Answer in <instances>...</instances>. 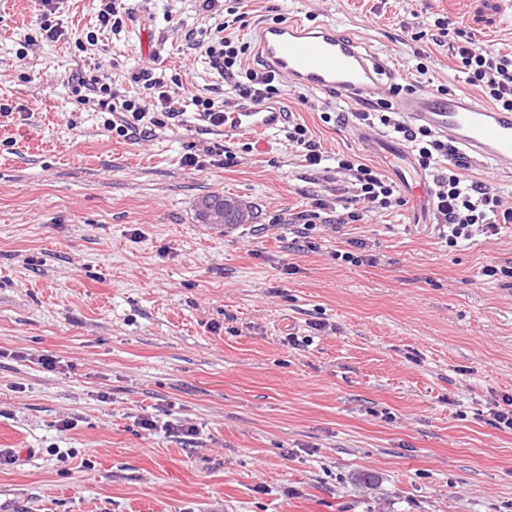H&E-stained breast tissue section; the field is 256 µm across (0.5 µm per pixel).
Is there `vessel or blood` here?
Wrapping results in <instances>:
<instances>
[{
    "mask_svg": "<svg viewBox=\"0 0 512 512\" xmlns=\"http://www.w3.org/2000/svg\"><path fill=\"white\" fill-rule=\"evenodd\" d=\"M257 39L265 64L291 87L330 92L357 104L374 101L384 88L383 63L330 25L307 28L297 22L265 23ZM396 109L410 122L448 135L496 169L512 170V110L429 91L399 100ZM283 119L282 110L268 104L225 113L224 124L259 141ZM354 132L362 146L383 159L410 191L415 215L426 214L429 183L409 151L372 128L358 126Z\"/></svg>",
    "mask_w": 512,
    "mask_h": 512,
    "instance_id": "vessel-or-blood-1",
    "label": "vessel or blood"
}]
</instances>
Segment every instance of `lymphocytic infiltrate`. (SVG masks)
<instances>
[{"mask_svg": "<svg viewBox=\"0 0 512 512\" xmlns=\"http://www.w3.org/2000/svg\"><path fill=\"white\" fill-rule=\"evenodd\" d=\"M201 7L213 21V35L198 41L197 46L223 78L227 94L257 104L282 96L284 84L279 73L271 69L256 70L246 64L251 45L241 35L247 25L245 13L225 10L222 0H201ZM450 50L466 85L479 91L492 106L512 109V51L476 46L470 34L461 29L456 30ZM136 80L144 89L152 91L151 105H142L138 92L118 93L111 75L101 73L77 80L80 87L97 95L99 107L108 112V130L124 138L150 137L156 129L165 127L167 120L179 115L174 103L184 88L181 78H169L145 68ZM412 90V85L397 84L390 87L389 93L393 98ZM390 100L381 101V113L359 112L355 118L366 126L378 123L389 128L409 144L423 169L437 170L433 216L436 223L447 227L449 247L478 236L492 238L499 234L501 225L511 224L512 205L485 184L466 176L468 164L455 141L437 138L429 127L411 126L397 119L391 113ZM336 169L354 179L357 209L349 213V220L358 221L364 215L399 204L395 183L358 156L338 157Z\"/></svg>", "mask_w": 512, "mask_h": 512, "instance_id": "obj_1", "label": "lymphocytic infiltrate"}]
</instances>
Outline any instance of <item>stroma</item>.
<instances>
[{
	"label": "stroma",
	"instance_id": "1",
	"mask_svg": "<svg viewBox=\"0 0 512 512\" xmlns=\"http://www.w3.org/2000/svg\"><path fill=\"white\" fill-rule=\"evenodd\" d=\"M124 4V32L83 52L96 0H64L53 41L40 0H0V448L20 452L0 467V512H512V430L488 422L512 397V279L480 274L512 265V224L452 248L405 204L301 235L314 200L355 209L336 155L381 164L343 119L352 104L320 91L278 104L323 167L283 128L260 150L191 111L144 140L109 132L76 76L127 90L152 57L187 94L224 96L185 40L208 25L194 0ZM225 5L251 42L263 21L335 25L419 90L474 93L448 46L412 40V17L512 48V0ZM208 148L236 164L185 166ZM212 194L252 221L199 223ZM172 419L194 440L166 433ZM288 142L296 148H300L305 161L309 166H319L322 161H326L320 145L313 139L310 129L302 123L288 124L287 131Z\"/></svg>",
	"mask_w": 512,
	"mask_h": 512
}]
</instances>
